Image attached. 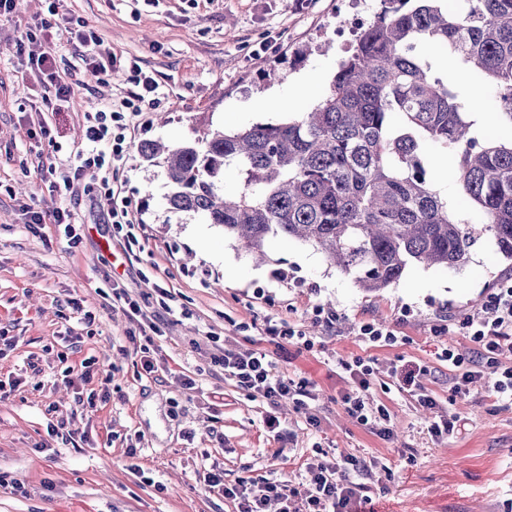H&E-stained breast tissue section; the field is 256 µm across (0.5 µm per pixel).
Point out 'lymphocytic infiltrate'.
Instances as JSON below:
<instances>
[{
    "label": "lymphocytic infiltrate",
    "mask_w": 512,
    "mask_h": 512,
    "mask_svg": "<svg viewBox=\"0 0 512 512\" xmlns=\"http://www.w3.org/2000/svg\"><path fill=\"white\" fill-rule=\"evenodd\" d=\"M27 48L33 75L46 83L55 99L70 100L75 89L60 76L54 58L41 50L36 39H29ZM158 87L152 75L138 73L119 107L108 105L85 113L86 144L75 156L78 171L88 174L91 180L106 183L115 170L126 166L131 152L126 112L139 110ZM464 334L475 345L474 356L463 357L455 347L447 345L438 346L434 353L435 360L446 364L452 372L451 391L456 395L467 393L469 384L480 376L482 367L494 363L499 353L512 352V275L504 276L480 310L468 318ZM261 335L265 348L228 347L212 356V364L223 372L225 379L248 389L253 398L262 399L272 407L289 400L301 413H309L310 402L315 397L313 385L280 372L267 349L293 343L309 351L314 348L315 339L307 336L299 324L283 319L266 320ZM373 364V357L360 355L337 361V368L348 373L353 381L342 398V405L358 424L387 437L391 434L388 410L371 406L367 401ZM364 469L361 460L352 455L336 463L316 456L308 458L305 464L307 487L302 492L289 487L287 482L265 476L228 484L223 471L218 469L209 471L205 482L209 490L235 501L237 512H267L269 503L274 500L279 502L280 512H362L363 504L370 500L367 484L358 480Z\"/></svg>",
    "instance_id": "f902f5d3"
}]
</instances>
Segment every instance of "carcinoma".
Listing matches in <instances>:
<instances>
[{
    "label": "carcinoma",
    "instance_id": "carcinoma-1",
    "mask_svg": "<svg viewBox=\"0 0 512 512\" xmlns=\"http://www.w3.org/2000/svg\"><path fill=\"white\" fill-rule=\"evenodd\" d=\"M430 46L480 86L448 81ZM481 91L512 127V0H463L457 10L381 0L311 111L190 142L146 141L138 153L163 165L171 211L223 226L260 257L271 237L311 244L377 292L410 265H465L482 238L512 259V140L472 134ZM450 155L475 225L435 181L434 159ZM229 164L242 175L234 193L221 186Z\"/></svg>",
    "mask_w": 512,
    "mask_h": 512
}]
</instances>
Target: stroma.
<instances>
[{
  "instance_id": "obj_1",
  "label": "stroma",
  "mask_w": 512,
  "mask_h": 512,
  "mask_svg": "<svg viewBox=\"0 0 512 512\" xmlns=\"http://www.w3.org/2000/svg\"><path fill=\"white\" fill-rule=\"evenodd\" d=\"M48 6L19 0L0 16V336L16 342L0 355V380L19 382L0 399V478L8 483L0 512H235L233 502L205 487L210 467L222 468L228 484L272 472L298 487L305 459L318 450L331 462L348 454L366 462L372 512H512V406L496 401L492 374L453 401L447 368L424 378L440 414L458 420L444 439L429 434L428 417L388 374L399 356L433 363L440 341L471 354L460 325L512 273V260L482 241L459 269L412 266L376 294L295 240L268 239L267 260L257 265L222 226L170 212L163 168L136 153L119 175L145 227L141 250L130 259L118 243L120 229L103 221L110 207L105 186H97L95 201L83 197L74 205L52 186V168L84 144L85 112L119 104L135 69L159 83L155 102L128 118L136 142L182 143L209 129L248 127L266 120L254 103L274 89L291 92L299 76L309 79L308 105L319 102L356 35L339 28L337 17L370 19L380 0H60V15L95 32L100 51L117 60L94 76L82 66L74 35L59 25L40 28ZM31 29L75 87L61 112L29 75L19 42ZM66 206L83 227L77 247L52 224L37 233L28 228L27 210ZM116 285L136 301L160 288L171 297L169 309L156 311V372H145L128 341L137 325L113 306ZM71 298L93 320L73 314ZM320 308L338 314L333 329L318 327ZM269 318L317 336L313 350L292 345L277 361L280 371L314 382L317 425L292 402L271 409L251 398L196 347L207 336L256 347ZM365 320L395 326L397 344L366 349L357 338ZM444 320L451 331L439 341L432 330ZM366 351L378 368L370 400L391 414L388 439L341 404L351 381L336 361ZM31 357L37 369L28 367ZM88 357L96 358L111 392L90 411L78 406L62 376ZM188 377L194 387L185 386ZM270 413L280 434L264 424ZM69 418L88 442L53 434Z\"/></svg>"
}]
</instances>
